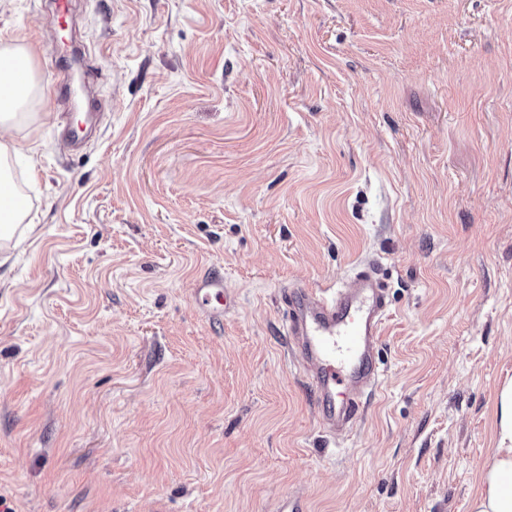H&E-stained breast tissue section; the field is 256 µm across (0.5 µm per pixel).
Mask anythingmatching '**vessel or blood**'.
Masks as SVG:
<instances>
[{"instance_id":"obj_1","label":"vessel or blood","mask_w":512,"mask_h":512,"mask_svg":"<svg viewBox=\"0 0 512 512\" xmlns=\"http://www.w3.org/2000/svg\"><path fill=\"white\" fill-rule=\"evenodd\" d=\"M68 44L56 63L57 99L70 106L69 70L80 56ZM97 112H88L84 123L66 124L62 139L70 149L80 148L96 131ZM193 300L207 321H223L237 305L224 287V277L212 270L197 279ZM285 331L319 409V424L329 436L349 431L358 421L365 399L379 386L376 349L388 312L386 288L374 267L357 270L347 287L307 288L294 285L282 292Z\"/></svg>"}]
</instances>
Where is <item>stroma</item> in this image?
<instances>
[{
	"label": "stroma",
	"instance_id": "stroma-1",
	"mask_svg": "<svg viewBox=\"0 0 512 512\" xmlns=\"http://www.w3.org/2000/svg\"><path fill=\"white\" fill-rule=\"evenodd\" d=\"M45 0H0L43 95L0 241L13 512H468L512 377V0H81L102 136L68 153ZM374 263L380 387L333 440L281 288ZM213 269L238 305L195 313Z\"/></svg>",
	"mask_w": 512,
	"mask_h": 512
}]
</instances>
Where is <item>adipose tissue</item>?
I'll return each instance as SVG.
<instances>
[{"label": "adipose tissue", "instance_id": "1", "mask_svg": "<svg viewBox=\"0 0 512 512\" xmlns=\"http://www.w3.org/2000/svg\"><path fill=\"white\" fill-rule=\"evenodd\" d=\"M42 88L36 77L34 54L22 44L0 46V131L18 126L25 118L27 102ZM16 146L0 139V239L20 223L26 203L12 178ZM495 447L480 473V490L469 512H512V379L497 391Z\"/></svg>", "mask_w": 512, "mask_h": 512}]
</instances>
